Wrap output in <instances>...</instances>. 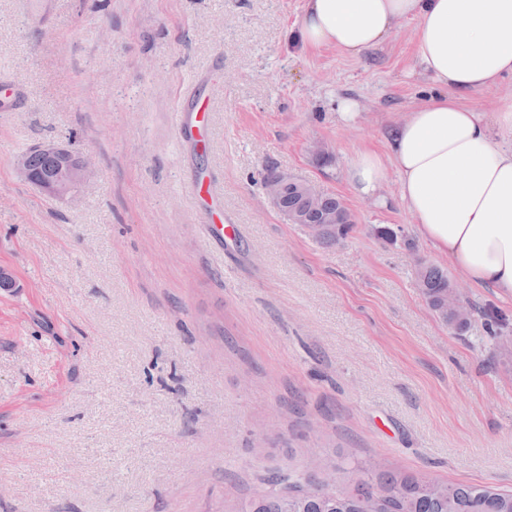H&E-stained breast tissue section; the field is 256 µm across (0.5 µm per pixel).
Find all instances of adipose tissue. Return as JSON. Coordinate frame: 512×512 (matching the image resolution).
<instances>
[{
  "mask_svg": "<svg viewBox=\"0 0 512 512\" xmlns=\"http://www.w3.org/2000/svg\"><path fill=\"white\" fill-rule=\"evenodd\" d=\"M413 18L416 58L439 89L388 137V151L350 163L361 198L382 201L389 174L417 236L448 254L477 288L512 299V105L494 115L460 96L512 76V0H305V46L356 56Z\"/></svg>",
  "mask_w": 512,
  "mask_h": 512,
  "instance_id": "adipose-tissue-1",
  "label": "adipose tissue"
}]
</instances>
